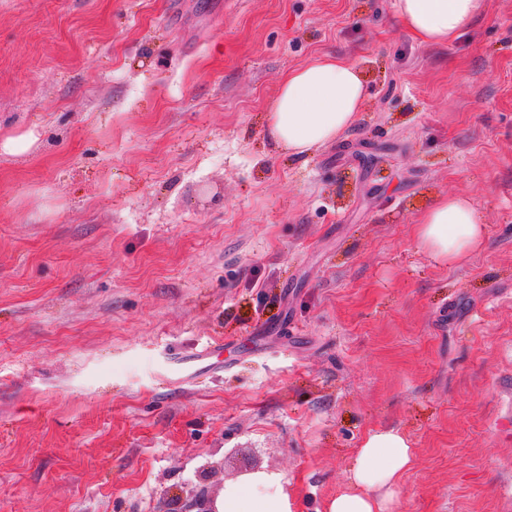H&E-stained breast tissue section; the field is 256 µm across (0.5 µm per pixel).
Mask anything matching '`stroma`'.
<instances>
[{
	"mask_svg": "<svg viewBox=\"0 0 512 512\" xmlns=\"http://www.w3.org/2000/svg\"><path fill=\"white\" fill-rule=\"evenodd\" d=\"M395 0H0V512H181L279 474L326 512L368 432L392 512H512V0L424 43ZM367 100L297 158L288 70ZM463 195L485 234L415 233ZM219 342L217 364L176 362ZM484 227L469 199L451 195L437 200L419 218L421 246L442 261L466 257L480 243Z\"/></svg>",
	"mask_w": 512,
	"mask_h": 512,
	"instance_id": "obj_1",
	"label": "stroma"
}]
</instances>
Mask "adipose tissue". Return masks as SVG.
Segmentation results:
<instances>
[{
  "mask_svg": "<svg viewBox=\"0 0 512 512\" xmlns=\"http://www.w3.org/2000/svg\"><path fill=\"white\" fill-rule=\"evenodd\" d=\"M484 0H395L399 20L418 38L445 43L469 26ZM356 65L330 55L298 66L283 77L269 116L268 132L277 146L303 155L347 128L366 99ZM484 227L469 199L437 200L420 217L421 246L442 261L466 257L481 242ZM413 462L408 440L399 432L367 435L350 471L351 490L336 495L327 512H389L403 473ZM217 512H291L278 474L257 471L224 485Z\"/></svg>",
  "mask_w": 512,
  "mask_h": 512,
  "instance_id": "adipose-tissue-1",
  "label": "adipose tissue"
}]
</instances>
